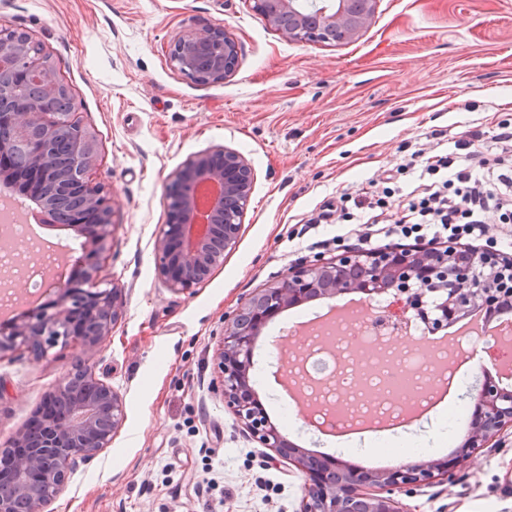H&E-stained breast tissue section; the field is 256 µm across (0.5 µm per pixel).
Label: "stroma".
<instances>
[{
  "label": "stroma",
  "instance_id": "1",
  "mask_svg": "<svg viewBox=\"0 0 512 512\" xmlns=\"http://www.w3.org/2000/svg\"><path fill=\"white\" fill-rule=\"evenodd\" d=\"M200 21L221 23L237 43V69L224 81L201 85L169 63L175 36ZM1 24L43 46L94 139L91 176L115 224L102 276L126 298L88 365L120 394L125 419L110 447L73 472L53 512H297L302 474L270 461L209 387L224 317L291 264L337 255L333 236L357 244L365 225L337 218L304 228L341 193L392 175L409 199L420 172L398 169L415 151L454 156L459 170L464 141L512 124V0H381L370 30L341 46L285 41L250 0H0ZM219 145L251 163V202L223 266L175 294L153 251L169 178ZM318 307L283 312L256 344L254 388L272 421L287 399L280 361L265 351L285 335V354L297 355L307 343L297 323ZM80 351L73 339L41 353L0 351V446L73 372ZM284 434L355 466L377 456L373 446L339 450L312 427ZM510 465L507 433L475 450L453 482L398 499L409 512H512Z\"/></svg>",
  "mask_w": 512,
  "mask_h": 512
}]
</instances>
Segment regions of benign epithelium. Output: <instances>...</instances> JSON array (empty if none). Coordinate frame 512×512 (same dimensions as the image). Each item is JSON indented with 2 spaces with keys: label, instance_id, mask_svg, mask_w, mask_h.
Masks as SVG:
<instances>
[{
  "label": "benign epithelium",
  "instance_id": "7a95c632",
  "mask_svg": "<svg viewBox=\"0 0 512 512\" xmlns=\"http://www.w3.org/2000/svg\"><path fill=\"white\" fill-rule=\"evenodd\" d=\"M379 0H253V10L293 43L345 45L375 23ZM169 61L199 84L220 82L238 65V46L224 28L200 22L182 30ZM56 66L37 43L17 40L0 27V157L21 152V165L0 167V184L16 189L58 223L61 206H80L71 227L82 237L78 276L61 273L51 288L57 299L46 307L17 311L0 321V350L28 344L41 351L59 338L77 336L83 360L91 359L125 309L123 288H103L100 264L112 239L111 199L89 171L95 147L70 111ZM255 174L239 152L216 146L188 157L170 177L168 223L154 240L156 270L169 291L190 292L223 266L235 249L250 203ZM363 295L371 306L391 295L397 310L371 312L370 320L399 333L401 315L414 312L433 335L481 310L512 309V256L477 251L450 242L443 246L386 244L372 251L354 247L330 258L300 261L252 294L224 317L211 389L224 400L243 433L304 476L297 512H407L393 497L453 479L454 470L474 450L486 448L512 429V365H496L473 396L471 424L455 459H427L392 469L352 467L335 457L313 455L289 441L259 402L250 378L253 354L263 330L283 310L309 300ZM28 426L0 448V512H49V507L81 463L110 447L125 411L111 385L86 370L67 376L49 393Z\"/></svg>",
  "mask_w": 512,
  "mask_h": 512
}]
</instances>
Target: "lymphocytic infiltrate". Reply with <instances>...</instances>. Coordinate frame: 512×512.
Instances as JSON below:
<instances>
[{"instance_id":"lymphocytic-infiltrate-1","label":"lymphocytic infiltrate","mask_w":512,"mask_h":512,"mask_svg":"<svg viewBox=\"0 0 512 512\" xmlns=\"http://www.w3.org/2000/svg\"><path fill=\"white\" fill-rule=\"evenodd\" d=\"M471 165L452 171L453 161L445 155H432L425 169L434 178L425 186L418 201L396 209L392 230L403 237L467 240L487 238L489 216L499 223L512 224V165L491 171L483 140L467 141Z\"/></svg>"}]
</instances>
